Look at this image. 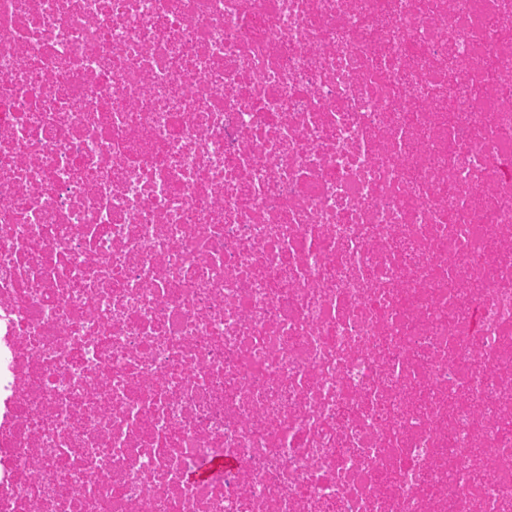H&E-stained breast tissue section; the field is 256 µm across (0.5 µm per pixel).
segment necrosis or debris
<instances>
[{
	"label": "necrosis or debris",
	"mask_w": 512,
	"mask_h": 512,
	"mask_svg": "<svg viewBox=\"0 0 512 512\" xmlns=\"http://www.w3.org/2000/svg\"><path fill=\"white\" fill-rule=\"evenodd\" d=\"M0 512H512V0H0Z\"/></svg>",
	"instance_id": "obj_1"
}]
</instances>
